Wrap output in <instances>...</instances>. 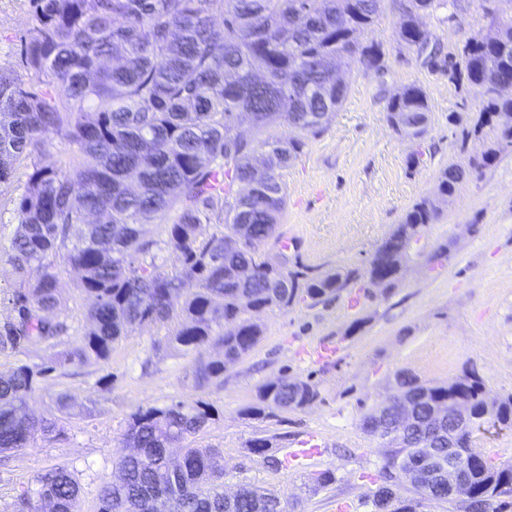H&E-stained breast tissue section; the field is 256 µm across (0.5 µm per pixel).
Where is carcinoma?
<instances>
[{"label": "carcinoma", "instance_id": "obj_1", "mask_svg": "<svg viewBox=\"0 0 512 512\" xmlns=\"http://www.w3.org/2000/svg\"><path fill=\"white\" fill-rule=\"evenodd\" d=\"M383 0H28L33 26L19 37L21 64L38 77L27 88L0 66V200L13 205L18 224L0 264L14 276L3 290L10 316L0 322V354L31 348L51 351L40 366L21 364L0 373V453L56 436L67 396L36 415L29 410L40 382L69 365L106 362L122 337L139 327L181 315L169 342L197 355L193 378L203 386L238 364L264 330L255 310H286L339 295L362 279L385 292L396 286L404 262L420 255L422 233L439 212L432 198L414 203L402 222L359 273L319 276L296 258L280 266L260 246L276 235L286 196L278 171L322 134L346 101L348 84L328 80L327 68L358 62L375 72L385 49L362 43ZM489 32L445 48L422 18L443 8L463 12L469 0H398L394 40L452 81L480 88L484 105L475 123L461 129L491 143L480 157L451 163L437 193L453 198L476 169L512 153V131L494 123L512 114V95L489 91L512 81V0H484ZM388 119L409 140L425 136L426 92L410 85L387 103ZM250 112L252 133L241 137L235 117ZM274 125L286 133L270 137ZM69 144L67 159L47 160L45 136ZM267 171L252 165L255 154ZM31 161L23 185L18 168ZM216 220V231L205 227ZM168 224L166 238L148 237L146 226ZM175 254L179 270H160L153 248ZM87 300L89 329L68 344L61 306L60 269ZM183 299L180 310L175 302ZM224 347L220 359L204 350ZM398 388L411 409L388 402L363 416V427L393 448L389 467L403 474L420 465L425 443L446 453L448 418L434 410L466 408L469 432L460 464L465 496L450 494L435 476L413 484L419 499L459 503L485 512L488 502L512 493V464L495 466L470 447L472 430L512 427V395H491L476 371L447 385H432L400 372ZM319 398L316 385L280 378L262 385L255 417L275 406L301 410ZM212 412L202 401L149 407L131 417L125 431L129 453L119 459L120 477L96 488L97 512H288L280 495L250 484L224 491L223 449L185 448L177 465L168 449L206 430ZM81 485L75 470L53 466L22 487L11 512H79ZM373 512H416L399 484L380 486Z\"/></svg>", "mask_w": 512, "mask_h": 512}]
</instances>
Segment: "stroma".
<instances>
[{
    "label": "stroma",
    "instance_id": "1",
    "mask_svg": "<svg viewBox=\"0 0 512 512\" xmlns=\"http://www.w3.org/2000/svg\"><path fill=\"white\" fill-rule=\"evenodd\" d=\"M425 23L453 47L487 21L474 5L453 19L429 17ZM31 24L27 0H0V64L14 66L28 86L38 78L18 68L16 52ZM344 77L350 93L326 131L308 138L303 154L279 172L287 193L279 230L320 275L364 270L406 210L435 195L440 172L484 149L475 139L461 145L460 129L450 122L454 115H477L481 89L450 82L416 55L390 54L381 73L356 63ZM411 84L426 90L430 106L416 166L409 163V143L387 117L389 97ZM443 243L447 261L430 267L427 253ZM421 244L424 255L403 266L391 293L353 282L329 302L261 312L260 343L204 387L193 381V354L164 345L167 330L159 326L123 337L106 363L42 382L30 404L34 412L54 407L61 393L70 396L72 408L52 441L9 453L8 468L0 471V512L22 485L63 463L79 472L82 512H96L95 488L115 475L131 415L179 400L212 408L213 422L193 444L223 449L226 490L250 483L277 491L287 498L288 512H372L373 494L389 473V451L364 429L362 417L374 401L396 392L398 372L447 384L475 370L494 394L512 395V155L463 182ZM60 291V316L76 345L88 328L86 302L69 274H62ZM321 340L339 347L331 361L306 354ZM284 374L314 383L318 400L302 410H273L263 419L247 415L259 387ZM311 432L323 437L322 456L295 472L271 467L270 458L299 447ZM257 438L265 439L267 455L250 453ZM325 471L333 473V482L314 488L312 478Z\"/></svg>",
    "mask_w": 512,
    "mask_h": 512
}]
</instances>
